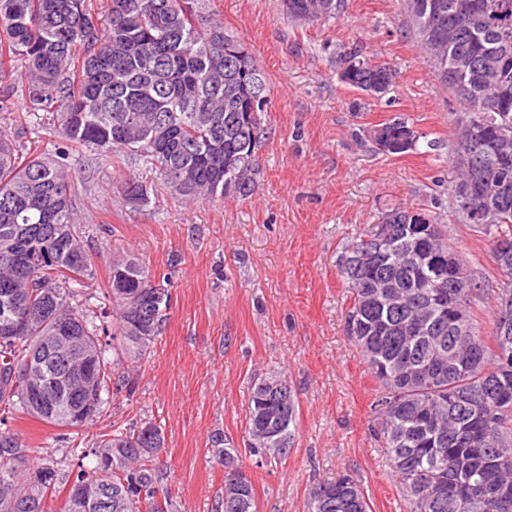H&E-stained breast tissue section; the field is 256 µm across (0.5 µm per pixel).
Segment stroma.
Listing matches in <instances>:
<instances>
[{
	"label": "stroma",
	"mask_w": 512,
	"mask_h": 512,
	"mask_svg": "<svg viewBox=\"0 0 512 512\" xmlns=\"http://www.w3.org/2000/svg\"><path fill=\"white\" fill-rule=\"evenodd\" d=\"M212 9L267 78L255 187L245 198L187 201L155 170L89 152L70 157L95 260L84 286L91 308L112 314L116 257L145 263L171 296L149 358L130 371L132 390L114 396L80 438L89 445L132 422L160 425L162 484L177 512H221L215 443L245 446L252 382L279 371L298 393L297 429L287 457L242 458L257 512H307L311 487L342 473L358 480L372 512H410L385 446L380 385L345 333L351 295L337 258L386 210L418 206L440 215L488 294L504 287L487 239L452 216L455 100L423 58L402 0H341L336 17L314 23L289 18L282 0H213ZM355 44L397 74L388 94L358 112L349 108L358 93L339 81L336 64ZM399 114L437 150L379 153L369 130ZM129 176L148 185L147 206L123 201ZM8 425L39 459L71 455L58 428L23 415Z\"/></svg>",
	"instance_id": "1"
}]
</instances>
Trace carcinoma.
<instances>
[{"mask_svg":"<svg viewBox=\"0 0 512 512\" xmlns=\"http://www.w3.org/2000/svg\"><path fill=\"white\" fill-rule=\"evenodd\" d=\"M404 0L410 28L439 83L461 108L455 128V158L465 157L448 187L454 220L489 239L508 287L494 296L493 331L482 335L474 312L485 296L482 282L466 267V287L456 289L468 313L469 334L456 333L455 313L432 306V295L448 291L422 264L401 257L403 226L412 214L429 220L424 242L450 248L439 216L419 207L388 210L375 229L348 245L337 266L353 301L346 331L381 385L378 400L392 471L410 496V512H512L494 491L512 490V0L492 15L472 8L484 0ZM211 0H0V86L23 98L25 123L58 135L53 157L33 155L11 129L0 126V299L10 291L31 315L25 327L4 329L0 319V512H48L59 489L58 463H36L21 436L7 427L20 412L46 424L74 429L94 422L106 396L129 387L126 363L146 360L167 319L170 294L149 267L130 259L112 261L111 273H128L125 287L108 282L116 307L112 325L96 323L85 280L93 261L80 236L72 202L68 158L73 152L117 156L154 168L175 194L194 200L246 197L254 186L256 149L264 137L262 114L269 89L249 45L224 29ZM292 18H331L337 0H283ZM511 33L504 42L501 33ZM464 57L469 69H457ZM350 72L343 84L370 99L386 95L395 73L371 62L358 46L339 54ZM264 98L254 109L249 92ZM409 121L395 116L381 124L383 136L401 143ZM241 152L247 167L224 170V155ZM484 179L482 198L464 197L472 176ZM123 199L133 208L149 202V189L128 179ZM386 237L382 255L359 261L373 238ZM509 240L508 255L496 242ZM68 323L98 347L90 372L86 415L73 418L67 391L54 385L60 368L41 366L51 409H27L17 381L42 338ZM288 391V409L266 428L262 402L269 385ZM299 403L288 378L259 377L249 399V453L269 460L288 455ZM164 449L160 426L145 422L102 434L80 451L56 512H71V491L82 485L91 496L86 512H174L159 491L157 467ZM224 466V501L256 512L251 480L234 482L242 469L239 449H215ZM308 512H370L361 485L348 475L323 481L309 493Z\"/></svg>","mask_w":512,"mask_h":512,"instance_id":"carcinoma-1","label":"carcinoma"}]
</instances>
